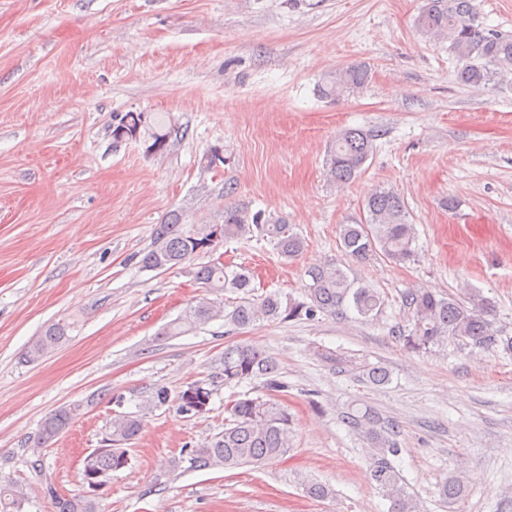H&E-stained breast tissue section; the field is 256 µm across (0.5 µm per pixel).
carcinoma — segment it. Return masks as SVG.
<instances>
[{
	"label": "carcinoma",
	"instance_id": "cac0c4a2",
	"mask_svg": "<svg viewBox=\"0 0 512 512\" xmlns=\"http://www.w3.org/2000/svg\"><path fill=\"white\" fill-rule=\"evenodd\" d=\"M418 28L429 36H444L448 48L462 63L457 78L466 85L479 86L490 80L488 65L512 70V34L489 29L479 21L474 0H428L417 18ZM369 73L363 66H349L325 82L327 95H342L361 89ZM174 131L171 120L147 112H126L112 118V140L116 144L141 141L152 155L166 151ZM376 135L361 128H347L337 135L331 154V172L339 183H348L362 171L376 149ZM366 217L341 225L339 236L345 254L363 262L380 254L394 264H405L415 257L416 232L407 220L402 199L392 191L379 190L365 204ZM221 237L212 240L210 226L190 234L183 230L181 214L172 212L156 226L153 246L140 259L141 267L149 270L169 269L189 261L197 252L215 249L226 239L259 234L276 252L288 260L303 251L301 237L284 222L270 224L260 211L244 208H224ZM309 284L307 301H290L282 307L275 294L259 301L242 297L226 311L220 295L225 292H247L251 285L245 271L221 261L204 264L194 271L195 281L208 293L190 306L183 316L161 329V336H178L195 331L206 324L223 319L244 328L261 318L278 319L305 316L313 318L344 315L354 311L368 320L382 310L384 299L371 286L350 278L347 271L334 263L306 271ZM402 303L411 315L410 323L394 329L398 338L411 350L422 351L449 336L458 337L467 345L489 349L499 344L512 350V338L501 337L500 330L490 319L492 309L484 298L462 301L452 296L437 295L428 290H409ZM76 324L66 318L48 325L26 350L23 360L35 362L71 339ZM362 378L373 385L390 381V371L381 365L363 370ZM252 379L263 380L265 396L252 397L244 392L235 395L225 406L224 431L205 440L187 452L184 461L193 471L231 469L260 465L285 455L290 446L293 420L288 408L278 403L276 394L287 390L281 379L276 360L248 345L224 347L215 360L214 370L207 379L195 382L179 395V410L190 417H201L210 411V402L217 387L240 386ZM168 391L157 388L142 413L113 414L109 428L110 445L96 448L83 461L82 492L63 496L50 484L45 493L51 499L54 512H97L93 476L118 471L128 465V449L123 444L135 439L142 431L146 411L164 404ZM75 417L72 408H61L44 419L33 438V449L46 447L63 432ZM348 430L358 434L376 454L372 478L390 501L389 512H418L416 502L401 484L390 457L398 454L401 429L395 422L382 425L368 406H351L341 415ZM464 484L457 478L446 480L440 495L456 500L463 495ZM28 494L12 480H0V512H24Z\"/></svg>",
	"mask_w": 512,
	"mask_h": 512
}]
</instances>
